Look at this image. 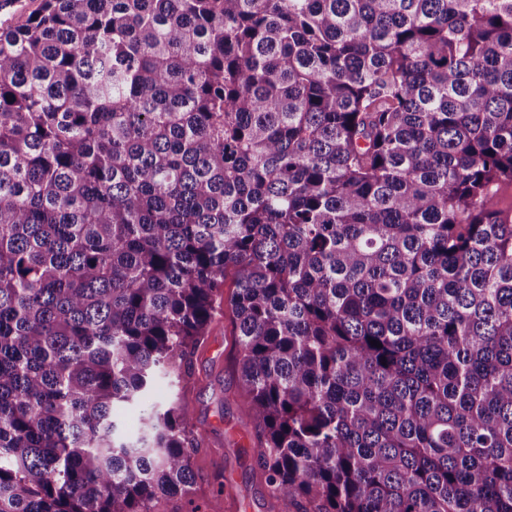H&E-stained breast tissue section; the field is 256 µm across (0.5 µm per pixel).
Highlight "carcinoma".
<instances>
[{
    "instance_id": "1",
    "label": "carcinoma",
    "mask_w": 512,
    "mask_h": 512,
    "mask_svg": "<svg viewBox=\"0 0 512 512\" xmlns=\"http://www.w3.org/2000/svg\"><path fill=\"white\" fill-rule=\"evenodd\" d=\"M512 0H44L0 29V512H166L227 273L268 512H512ZM377 340L382 347L371 345Z\"/></svg>"
}]
</instances>
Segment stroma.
Segmentation results:
<instances>
[{
	"label": "stroma",
	"instance_id": "obj_1",
	"mask_svg": "<svg viewBox=\"0 0 512 512\" xmlns=\"http://www.w3.org/2000/svg\"><path fill=\"white\" fill-rule=\"evenodd\" d=\"M233 318L221 306L207 341L194 353L191 369L181 379L159 376L146 406L178 399L193 413L203 445L195 457L200 475L193 499L171 498L167 512H268V493L257 466L253 428L244 426L246 398L239 387Z\"/></svg>",
	"mask_w": 512,
	"mask_h": 512
}]
</instances>
